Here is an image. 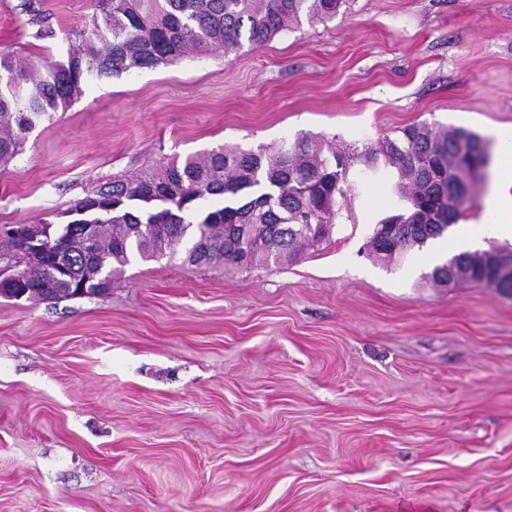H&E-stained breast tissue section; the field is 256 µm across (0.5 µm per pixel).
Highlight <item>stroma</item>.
I'll list each match as a JSON object with an SVG mask.
<instances>
[{
	"mask_svg": "<svg viewBox=\"0 0 512 512\" xmlns=\"http://www.w3.org/2000/svg\"><path fill=\"white\" fill-rule=\"evenodd\" d=\"M0 0V50L63 59L97 0ZM512 132V0H344L263 47L85 84L0 167V224L219 145L336 149L413 123ZM285 265L134 258L108 294L0 298V512H512V297L370 258L406 203L354 161Z\"/></svg>",
	"mask_w": 512,
	"mask_h": 512,
	"instance_id": "obj_1",
	"label": "stroma"
}]
</instances>
